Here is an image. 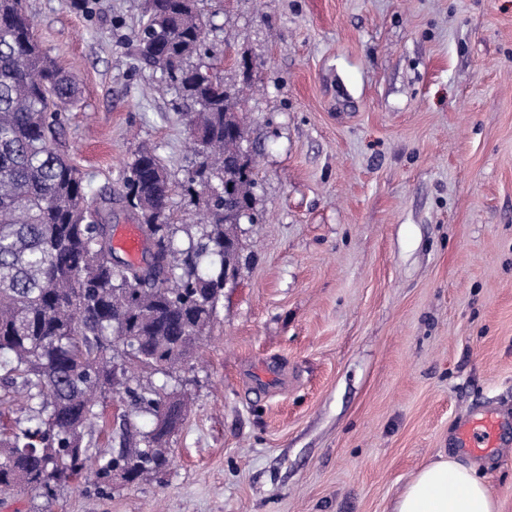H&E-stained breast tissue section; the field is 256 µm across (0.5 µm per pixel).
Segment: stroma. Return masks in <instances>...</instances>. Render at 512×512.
<instances>
[{"mask_svg": "<svg viewBox=\"0 0 512 512\" xmlns=\"http://www.w3.org/2000/svg\"><path fill=\"white\" fill-rule=\"evenodd\" d=\"M34 31L79 83L59 147L91 200L120 197L124 162L156 149L171 221L200 159L183 100L135 52L144 0H27ZM209 67L235 93L253 161L236 282L191 366L149 480L92 477L0 496V512H390L441 453L475 466L512 512V445L453 446L462 418L512 417V0H206ZM253 63L243 73L241 59ZM88 440L118 447L104 401Z\"/></svg>", "mask_w": 512, "mask_h": 512, "instance_id": "obj_1", "label": "stroma"}]
</instances>
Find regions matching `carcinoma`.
I'll return each mask as SVG.
<instances>
[{"label":"carcinoma","mask_w":512,"mask_h":512,"mask_svg":"<svg viewBox=\"0 0 512 512\" xmlns=\"http://www.w3.org/2000/svg\"><path fill=\"white\" fill-rule=\"evenodd\" d=\"M204 38L185 0H146L137 55L194 105L188 123L208 148L201 166L219 179L233 149L224 119L236 104L189 64ZM78 101L75 77L35 39L26 0H0V408L16 392L26 401L25 427H0V493L48 491L88 472L109 485L118 468L134 484L168 465L166 411L186 415L187 400L152 377L187 368L203 344L224 268L237 270L220 210L248 205L254 185L252 171L239 175V192L216 201L210 224H171L167 169L156 149L140 148L125 166L122 199L155 240L159 264L132 275L57 146L59 115ZM180 231L184 249L174 247ZM109 396L155 421L139 436L126 425L118 457L97 458L84 433L107 425L98 406Z\"/></svg>","instance_id":"obj_1"}]
</instances>
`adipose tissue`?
<instances>
[{
	"mask_svg": "<svg viewBox=\"0 0 512 512\" xmlns=\"http://www.w3.org/2000/svg\"><path fill=\"white\" fill-rule=\"evenodd\" d=\"M391 512H499V505L474 467L442 454L414 472Z\"/></svg>",
	"mask_w": 512,
	"mask_h": 512,
	"instance_id": "adipose-tissue-1",
	"label": "adipose tissue"
}]
</instances>
